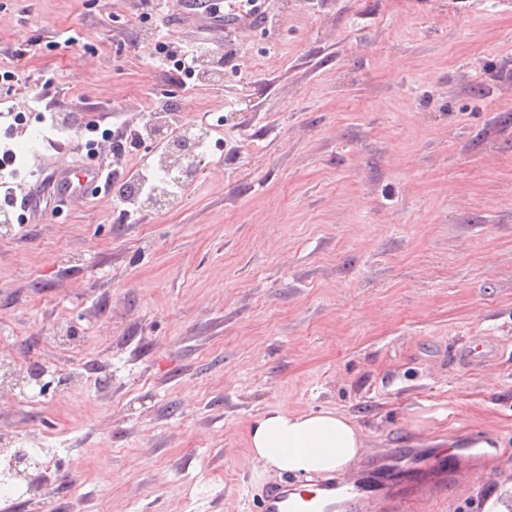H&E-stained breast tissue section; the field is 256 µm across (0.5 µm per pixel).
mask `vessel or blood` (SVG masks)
Masks as SVG:
<instances>
[{
	"label": "vessel or blood",
	"instance_id": "obj_1",
	"mask_svg": "<svg viewBox=\"0 0 512 512\" xmlns=\"http://www.w3.org/2000/svg\"><path fill=\"white\" fill-rule=\"evenodd\" d=\"M48 181L62 201L110 192L101 165L77 166L50 175ZM477 454L459 440L446 450L411 448L400 454L384 448L342 481L288 476L272 481L260 499L259 512H424L471 473Z\"/></svg>",
	"mask_w": 512,
	"mask_h": 512
}]
</instances>
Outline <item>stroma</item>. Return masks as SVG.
Returning <instances> with one entry per match:
<instances>
[{
    "label": "stroma",
    "mask_w": 512,
    "mask_h": 512,
    "mask_svg": "<svg viewBox=\"0 0 512 512\" xmlns=\"http://www.w3.org/2000/svg\"><path fill=\"white\" fill-rule=\"evenodd\" d=\"M265 8L184 81L165 45L197 33L140 0H0L17 194L111 161L109 129L151 137L167 93L210 132L168 207L96 196L0 228V360L51 383L0 393V441L46 475L0 512H257L278 473L249 429L282 405L353 417L366 455L474 433L512 457V0ZM48 109L95 122L93 151L47 143ZM511 482L488 464L427 512Z\"/></svg>",
    "instance_id": "stroma-1"
}]
</instances>
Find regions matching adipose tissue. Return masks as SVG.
Returning a JSON list of instances; mask_svg holds the SVG:
<instances>
[{
    "label": "adipose tissue",
    "mask_w": 512,
    "mask_h": 512,
    "mask_svg": "<svg viewBox=\"0 0 512 512\" xmlns=\"http://www.w3.org/2000/svg\"><path fill=\"white\" fill-rule=\"evenodd\" d=\"M249 441L265 466L306 475L345 470L362 447L359 428L345 415L331 410L296 414L284 407L257 420Z\"/></svg>",
    "instance_id": "adipose-tissue-1"
}]
</instances>
